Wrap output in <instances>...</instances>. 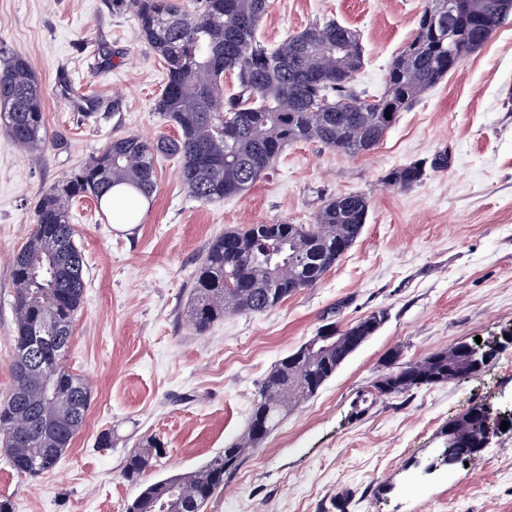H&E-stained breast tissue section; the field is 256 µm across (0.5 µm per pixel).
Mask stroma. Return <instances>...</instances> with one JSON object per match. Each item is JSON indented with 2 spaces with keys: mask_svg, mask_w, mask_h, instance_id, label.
Here are the masks:
<instances>
[{
  "mask_svg": "<svg viewBox=\"0 0 512 512\" xmlns=\"http://www.w3.org/2000/svg\"><path fill=\"white\" fill-rule=\"evenodd\" d=\"M421 6L269 0L258 33L274 46L316 18H334L359 35L365 63L355 82L376 95L392 57L414 37ZM13 53L40 77L48 142L26 152L0 128V396L13 382L9 259L32 232L41 194L116 136L178 135L155 110L166 70L133 12L112 13L106 0H0V54ZM83 94L102 100L98 118L74 109ZM439 155L445 167L411 189L382 182L397 166ZM156 183L127 228L93 199L72 206L86 286L65 363L88 379L92 401L53 469L20 477L0 454V497L15 512H125L137 489L121 471L141 438L165 443L148 479L198 468L243 434L256 393L282 358L322 325L380 309L384 325L289 412L207 512H512V429L469 465L423 472L449 419L475 404L512 406V345L469 379L351 412L393 349L417 360L512 333V18L368 153L297 142L247 192L208 204L189 197L177 158H158ZM348 193L368 198L367 222L315 286L267 312L228 314L205 334L194 331L189 289L215 236L248 224H310L324 202ZM186 394L193 402L183 403ZM106 429L112 445L102 448Z\"/></svg>",
  "mask_w": 512,
  "mask_h": 512,
  "instance_id": "obj_1",
  "label": "stroma"
}]
</instances>
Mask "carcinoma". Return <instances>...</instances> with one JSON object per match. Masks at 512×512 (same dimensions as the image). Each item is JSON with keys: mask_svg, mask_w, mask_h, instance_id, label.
Returning a JSON list of instances; mask_svg holds the SVG:
<instances>
[{"mask_svg": "<svg viewBox=\"0 0 512 512\" xmlns=\"http://www.w3.org/2000/svg\"><path fill=\"white\" fill-rule=\"evenodd\" d=\"M464 2V9L442 25L431 16L434 0H425L414 37L388 66L377 109L348 111L344 102L366 97L353 84L364 58L360 47L336 53V40L347 28L333 19L315 20L271 46L257 34L268 0H201L192 12L181 0H109L115 13L134 12L142 38L164 61L166 78L155 110L180 135L155 142L137 134L118 137L39 200L34 229L12 259L13 347L21 350L48 318L63 339L42 353L36 368L23 372L12 366L13 384L0 400V448L17 475L35 477L55 467L83 427L91 403L87 380L65 366L85 288L71 203L84 197L100 203L116 186L151 196L157 158L163 154L180 159L189 196L209 203L248 191L292 143L317 142L348 155L374 149L387 127L386 113L409 109L509 18L497 14L485 26L473 14L483 13L495 0ZM227 72L236 79L231 93L224 91ZM0 115L5 131L21 148L45 146L40 80L21 54L0 66ZM439 161L396 167L384 183L412 188ZM368 213L367 197L352 193L325 202L312 224H249L214 238L192 278L187 313L194 329L203 334L228 313L271 310L316 285L355 243ZM307 254L316 257V266L302 281L295 264ZM386 318L387 311L378 310L343 326H322L310 339L315 354L296 350L280 360L263 380L242 436L193 471L141 483L164 447L159 437H146L124 460L123 477L141 486L126 512H205L224 480L288 411L312 398L356 351L349 338L374 335ZM503 346L497 338L480 345L460 341L406 362L394 349L386 361L390 370L372 391L357 396L355 413L379 397L475 375L493 363ZM481 416L482 405L475 404L448 421L441 431L440 464L453 467L476 460L482 451Z\"/></svg>", "mask_w": 512, "mask_h": 512, "instance_id": "cac0c4a2", "label": "carcinoma"}]
</instances>
